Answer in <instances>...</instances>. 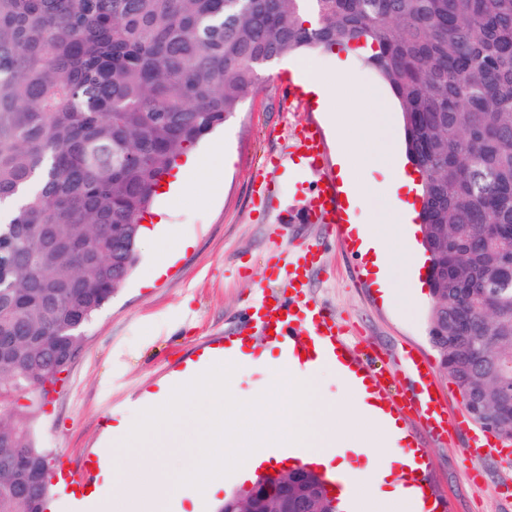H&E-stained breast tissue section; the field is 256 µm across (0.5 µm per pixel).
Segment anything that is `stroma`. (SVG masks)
<instances>
[{
	"label": "stroma",
	"instance_id": "obj_1",
	"mask_svg": "<svg viewBox=\"0 0 512 512\" xmlns=\"http://www.w3.org/2000/svg\"><path fill=\"white\" fill-rule=\"evenodd\" d=\"M327 62V51L318 50L271 66L258 91L218 129L224 155L207 162L206 187L176 199L158 194L154 209L166 210L169 224L191 245L151 280L155 252L150 237L141 238L131 276L87 327L65 382L36 421L37 443L52 458L75 461L100 447L103 414L137 420L144 393L167 383V367L181 362L204 337L245 325L247 299L269 286L267 263L276 246H315L320 261L311 295L334 315L347 346L371 363L381 399L394 407L417 393L401 361L402 348L411 345L435 365L438 382L447 387L449 418L465 419L464 426L452 423L446 436L437 437L416 416H400L423 450L424 479L436 502L449 504L451 512H512L511 471L491 454L474 476L462 463L461 450L478 426L467 419L429 339V290L415 293L408 306L385 303L367 258L350 241L337 240L324 224L279 223L280 213L309 201L310 179L295 165L272 173L277 186L272 202L254 195L255 177L267 157L289 156L306 123L319 127L332 162L342 140L358 137L355 118L337 130L324 113L288 100L285 79H298L301 65L322 68Z\"/></svg>",
	"mask_w": 512,
	"mask_h": 512
}]
</instances>
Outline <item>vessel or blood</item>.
<instances>
[{
  "instance_id": "obj_1",
  "label": "vessel or blood",
  "mask_w": 512,
  "mask_h": 512,
  "mask_svg": "<svg viewBox=\"0 0 512 512\" xmlns=\"http://www.w3.org/2000/svg\"><path fill=\"white\" fill-rule=\"evenodd\" d=\"M294 153L304 172L309 173L315 183L307 206V221L329 225L335 234H342L345 223L343 204L336 180L325 167L326 148L321 132L315 128H303ZM315 259L314 250L310 247L273 257L268 278L280 285L282 296L273 298L262 292L247 306L251 328L263 334L273 333L280 345L279 353L287 362L303 357L316 360L326 343L331 344L338 355L347 352L342 331L333 315L306 293ZM402 359L407 374L421 388L416 410L423 417L424 427L435 433L443 430L448 422V398L439 387L431 363L411 347L404 350ZM493 444L488 432L471 436L463 450V462L469 471H476ZM102 457L99 451L86 453L73 469L76 482L84 485L93 483Z\"/></svg>"
}]
</instances>
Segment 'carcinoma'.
I'll return each instance as SVG.
<instances>
[{
    "label": "carcinoma",
    "mask_w": 512,
    "mask_h": 512,
    "mask_svg": "<svg viewBox=\"0 0 512 512\" xmlns=\"http://www.w3.org/2000/svg\"><path fill=\"white\" fill-rule=\"evenodd\" d=\"M367 52L421 177L429 337L512 443V0H0V512H43L32 419L134 268L177 160L302 49Z\"/></svg>",
    "instance_id": "carcinoma-1"
}]
</instances>
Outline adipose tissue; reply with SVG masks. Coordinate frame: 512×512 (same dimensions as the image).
Here are the masks:
<instances>
[{"label": "adipose tissue", "instance_id": "1", "mask_svg": "<svg viewBox=\"0 0 512 512\" xmlns=\"http://www.w3.org/2000/svg\"><path fill=\"white\" fill-rule=\"evenodd\" d=\"M342 83L361 96H376L340 60L329 76L306 71L304 90L323 106ZM391 123L388 108L379 105L363 123V141L347 142L338 161L347 213L367 207L378 217L377 223L356 225L355 231L359 250L370 254L375 282L389 302L406 297L398 278L411 281L417 274L406 238L418 192L385 135ZM360 164L384 169L385 185L360 180ZM250 362L246 355L233 363L210 360L147 395L138 425L124 419L112 425L115 455L101 466L102 483L82 493L81 502L97 504L101 512H159L170 501L178 512H199L203 501L223 486L225 472L245 474L269 460L270 449L290 448L303 462L332 466L344 475L352 489L349 512H423L420 490L391 478L403 431L377 392L335 360L279 366L265 389L243 392L237 379ZM325 371L341 387L337 397L320 388ZM351 451L366 455V464H353L347 457Z\"/></svg>", "mask_w": 512, "mask_h": 512}]
</instances>
